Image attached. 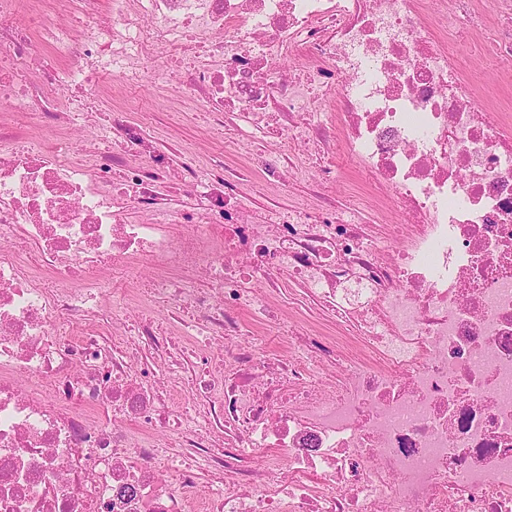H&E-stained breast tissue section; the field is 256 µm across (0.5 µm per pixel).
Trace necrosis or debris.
Instances as JSON below:
<instances>
[{
	"label": "necrosis or debris",
	"mask_w": 512,
	"mask_h": 512,
	"mask_svg": "<svg viewBox=\"0 0 512 512\" xmlns=\"http://www.w3.org/2000/svg\"><path fill=\"white\" fill-rule=\"evenodd\" d=\"M471 56L512 83V0H0V512H512V113ZM142 87L249 144L102 124ZM107 269L193 313L192 404L154 322L101 335Z\"/></svg>",
	"instance_id": "4bbe7bcc"
}]
</instances>
